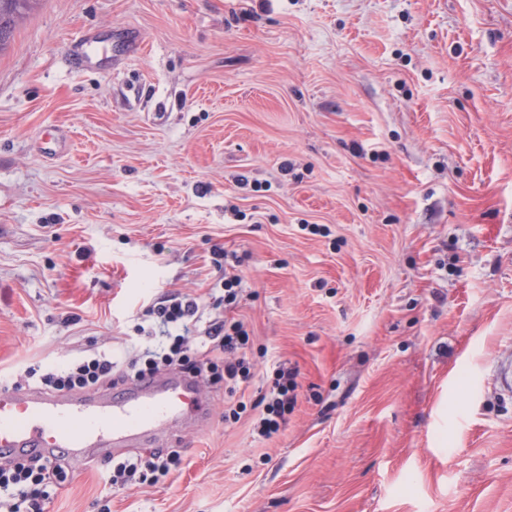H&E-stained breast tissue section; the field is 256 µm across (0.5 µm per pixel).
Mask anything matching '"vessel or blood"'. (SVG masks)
Segmentation results:
<instances>
[{"label": "vessel or blood", "mask_w": 512, "mask_h": 512, "mask_svg": "<svg viewBox=\"0 0 512 512\" xmlns=\"http://www.w3.org/2000/svg\"><path fill=\"white\" fill-rule=\"evenodd\" d=\"M199 388L173 374L149 386L72 396L0 389V451L67 452L94 463L201 406Z\"/></svg>", "instance_id": "b4317fda"}]
</instances>
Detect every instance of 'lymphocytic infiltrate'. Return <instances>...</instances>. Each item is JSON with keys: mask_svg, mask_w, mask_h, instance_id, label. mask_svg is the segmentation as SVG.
<instances>
[{"mask_svg": "<svg viewBox=\"0 0 512 512\" xmlns=\"http://www.w3.org/2000/svg\"><path fill=\"white\" fill-rule=\"evenodd\" d=\"M148 313L165 333L155 347L132 356L125 365L114 362L110 353L99 351L62 368H27L25 379L36 381L49 392L73 393L127 381L144 382L172 370L231 394L250 383L252 375L245 356L250 334L244 321L218 316L200 325L198 302L179 292L164 294ZM297 387L294 374L284 368L278 370L275 381L261 397L265 415L260 421V437H271L286 422ZM175 466L172 456L153 451L137 457L105 459L98 472L106 486L124 489L157 483ZM66 480V466L59 458L39 456L0 462V492L9 493L13 502L9 512H48L49 485L60 487Z\"/></svg>", "mask_w": 512, "mask_h": 512, "instance_id": "f902f5d3", "label": "lymphocytic infiltrate"}]
</instances>
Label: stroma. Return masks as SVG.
<instances>
[{"label": "stroma", "mask_w": 512, "mask_h": 512, "mask_svg": "<svg viewBox=\"0 0 512 512\" xmlns=\"http://www.w3.org/2000/svg\"><path fill=\"white\" fill-rule=\"evenodd\" d=\"M217 247L246 412L203 389L129 449L167 478L71 457L50 512H512V0H42L0 53V376L125 363L169 291L213 317ZM214 254L219 256H224V278L221 280L223 283L224 280V295L217 305L220 306L224 302V308L228 306H234L239 303L240 295H241V277L235 271V267L239 264V261L235 258L234 255L231 256L232 263L228 262V255L224 254V248L217 247L214 250ZM297 387L294 374L289 373L288 369L279 368L277 378L261 397L260 404H264L267 416L260 421V437L270 438L280 430L282 424L286 423L288 412L295 402ZM176 460L163 451L125 458H108L97 466L109 489H124L136 484H155L176 467Z\"/></svg>", "instance_id": "35a3bbf8"}]
</instances>
